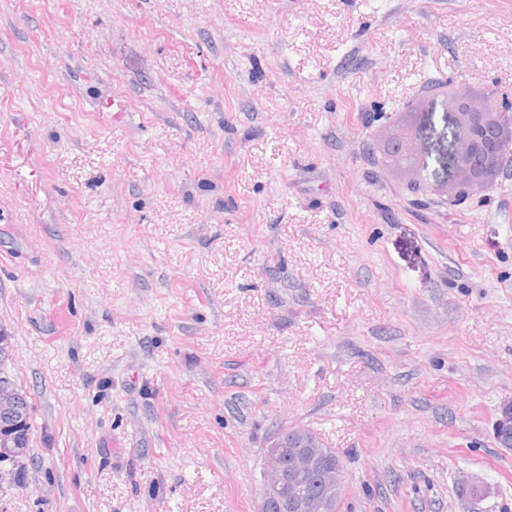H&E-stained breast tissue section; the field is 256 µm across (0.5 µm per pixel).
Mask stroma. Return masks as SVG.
<instances>
[{
    "label": "stroma",
    "mask_w": 512,
    "mask_h": 512,
    "mask_svg": "<svg viewBox=\"0 0 512 512\" xmlns=\"http://www.w3.org/2000/svg\"><path fill=\"white\" fill-rule=\"evenodd\" d=\"M440 85L512 101V0H0V512H257L286 426L340 512H512V162L451 193ZM428 155L418 152L406 145L399 146L395 144L390 151L389 159L391 162L405 165L414 169L422 181L427 182V172L429 169ZM23 394L8 376L0 377V476L10 477L13 482L20 481L25 466L17 476L22 465V457L27 445L24 441L23 425L25 415L22 406Z\"/></svg>",
    "instance_id": "35a3bbf8"
}]
</instances>
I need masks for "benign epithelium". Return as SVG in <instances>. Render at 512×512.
I'll return each mask as SVG.
<instances>
[{
	"instance_id": "1",
	"label": "benign epithelium",
	"mask_w": 512,
	"mask_h": 512,
	"mask_svg": "<svg viewBox=\"0 0 512 512\" xmlns=\"http://www.w3.org/2000/svg\"><path fill=\"white\" fill-rule=\"evenodd\" d=\"M453 141L448 150L449 173L464 179L462 192L476 189L470 170L485 156H502L512 151V139L498 140L485 130V120L476 114L472 130L464 129L460 113L453 112ZM429 116L413 115L408 129L411 142L421 140L427 131ZM391 162L414 169L421 180L428 181V155L406 145H394ZM23 394L8 376L0 377V476L17 474L27 445L24 441L25 415ZM512 416L501 413L496 419L494 435L498 445L512 451ZM344 476L337 460L312 431L305 428L285 429L264 455L260 500L257 512H337L342 497Z\"/></svg>"
}]
</instances>
